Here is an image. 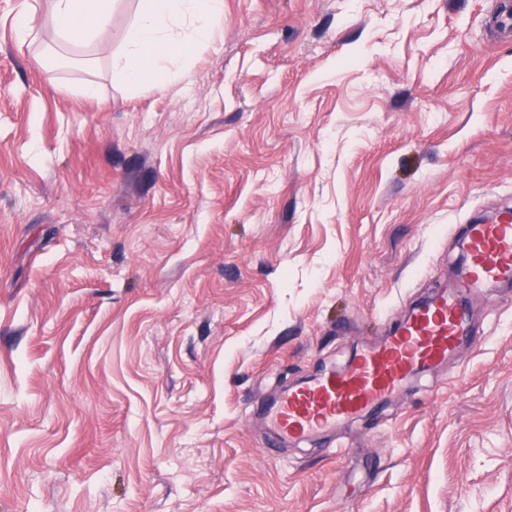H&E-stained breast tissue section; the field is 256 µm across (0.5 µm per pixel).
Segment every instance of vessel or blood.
<instances>
[{
  "label": "vessel or blood",
  "instance_id": "1",
  "mask_svg": "<svg viewBox=\"0 0 512 512\" xmlns=\"http://www.w3.org/2000/svg\"><path fill=\"white\" fill-rule=\"evenodd\" d=\"M466 259L454 290L413 308L349 368L325 371L281 391L265 408L274 439H309L381 407L413 376L442 365L471 332L470 290L512 282V209L489 224L468 227Z\"/></svg>",
  "mask_w": 512,
  "mask_h": 512
}]
</instances>
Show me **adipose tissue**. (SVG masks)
Listing matches in <instances>:
<instances>
[{"label": "adipose tissue", "mask_w": 512, "mask_h": 512, "mask_svg": "<svg viewBox=\"0 0 512 512\" xmlns=\"http://www.w3.org/2000/svg\"><path fill=\"white\" fill-rule=\"evenodd\" d=\"M61 40L90 39L112 15V0H53ZM224 22V0H141L124 49L112 70L129 85L151 81L164 88L187 78L173 59L208 43Z\"/></svg>", "instance_id": "1"}]
</instances>
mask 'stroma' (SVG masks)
Instances as JSON below:
<instances>
[{"instance_id": "stroma-1", "label": "stroma", "mask_w": 512, "mask_h": 512, "mask_svg": "<svg viewBox=\"0 0 512 512\" xmlns=\"http://www.w3.org/2000/svg\"><path fill=\"white\" fill-rule=\"evenodd\" d=\"M499 4L224 0L159 90L112 73L139 0L68 43L0 0V512H512L510 289L324 439L266 451L256 411L512 207Z\"/></svg>"}]
</instances>
